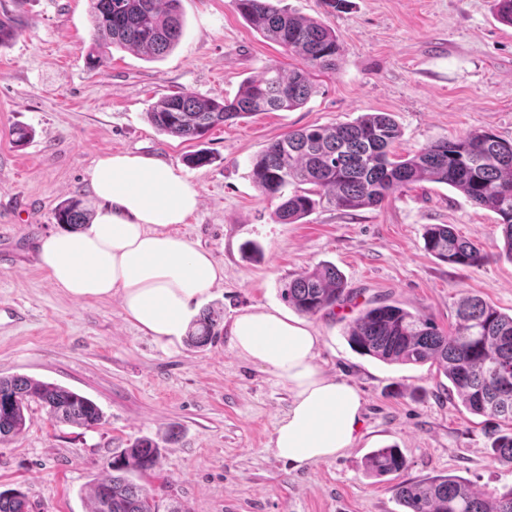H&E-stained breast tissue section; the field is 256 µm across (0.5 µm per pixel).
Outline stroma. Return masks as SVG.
<instances>
[{"instance_id": "1", "label": "stroma", "mask_w": 512, "mask_h": 512, "mask_svg": "<svg viewBox=\"0 0 512 512\" xmlns=\"http://www.w3.org/2000/svg\"><path fill=\"white\" fill-rule=\"evenodd\" d=\"M282 3L335 30V70L313 72L316 91L303 106L237 120L199 141L159 132L151 107L182 90L230 100L266 68L296 63L231 0H180L182 37L154 60L116 48L106 66L89 69L88 0H26L28 27L0 47V376L61 385L104 415L84 429L56 423L34 403L25 432L0 443V491L21 490L33 512H91L93 482L144 437L160 448L139 479L158 512H403L394 492L401 481L456 475L481 493L512 485V468L490 449L498 420L470 414L436 366L386 364L344 336L379 298L430 315L445 331L467 294L512 314L498 215L448 185L419 182L375 208L323 203L280 224L277 200L250 177L253 157L272 140L365 112L396 120L402 156L474 130L512 141V26L497 18L494 0H346L333 14L323 0ZM17 126L34 131L22 147L13 142ZM200 149L214 163L189 166L186 155ZM114 153L159 159L198 186L200 206L177 230L224 268L201 303L220 316L214 344L165 351L124 320L118 299L74 300L40 268L41 238L60 229L57 208L76 194L95 208L92 168ZM429 224L477 243L483 263L452 265L428 253ZM322 264L342 272L351 297L311 316L322 336L318 362L359 389L363 422L352 448L296 470L271 444L288 388L240 357L228 329L246 309L283 306L288 282ZM387 446L400 449L408 469L368 475L366 455Z\"/></svg>"}]
</instances>
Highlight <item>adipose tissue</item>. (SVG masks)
<instances>
[{"mask_svg": "<svg viewBox=\"0 0 512 512\" xmlns=\"http://www.w3.org/2000/svg\"><path fill=\"white\" fill-rule=\"evenodd\" d=\"M90 183L93 220L42 239V269L72 299L118 297L127 322L164 350H178L198 301L224 278L210 251L172 231L198 208L197 185L173 166L130 153L99 158ZM230 336L238 355L288 387L291 401L273 432L277 457L298 469L353 446L362 396L318 365L321 336L311 324L256 308L235 317Z\"/></svg>", "mask_w": 512, "mask_h": 512, "instance_id": "adipose-tissue-1", "label": "adipose tissue"}]
</instances>
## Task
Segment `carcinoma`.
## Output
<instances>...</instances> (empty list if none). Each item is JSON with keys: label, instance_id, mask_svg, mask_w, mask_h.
Segmentation results:
<instances>
[{"label": "carcinoma", "instance_id": "cac0c4a2", "mask_svg": "<svg viewBox=\"0 0 512 512\" xmlns=\"http://www.w3.org/2000/svg\"><path fill=\"white\" fill-rule=\"evenodd\" d=\"M25 0L0 16V47L27 26ZM235 10L268 40L299 63L284 71L268 67L247 80L232 100L217 101L192 92L167 96L148 113L160 132L185 141L200 140L215 126L259 112L297 108L314 87L310 71L336 68L341 45L336 32L273 0H232ZM93 47L87 65L107 62L110 48L131 49L149 57L169 53L182 35L180 0H89ZM401 137L386 112L365 114L334 127L311 126L270 142L251 162V177L261 193L280 199L275 211L282 224H295L321 199L338 209L380 206L414 183H444L476 207L500 217L506 256L512 261V143L488 131L439 138L412 155L395 156L390 147ZM57 223L73 229L90 223L82 200L71 197L56 210ZM426 249L450 264L477 266L484 261L478 244L458 237L446 224H430ZM296 311L316 315L347 301L350 292L335 266L320 265L291 280L282 293ZM219 336L218 322L205 312L189 333V345L204 347ZM349 346L387 364L428 362L452 384L470 413L512 422V315L477 297L462 299L454 329L445 333L434 319L386 301L364 308L347 326ZM45 407L56 422L93 428L103 412L91 399L65 387L23 375L0 377V442L24 432L31 403ZM494 457L512 465V433L491 436ZM160 449L143 438L112 457V474L94 484L92 512H155L154 497L130 474L153 468ZM397 448L373 450L367 470L388 476L405 470ZM405 512H512V488L480 494L457 476H435L395 486ZM0 512H31L26 494L0 493Z\"/></svg>", "mask_w": 512, "mask_h": 512}]
</instances>
